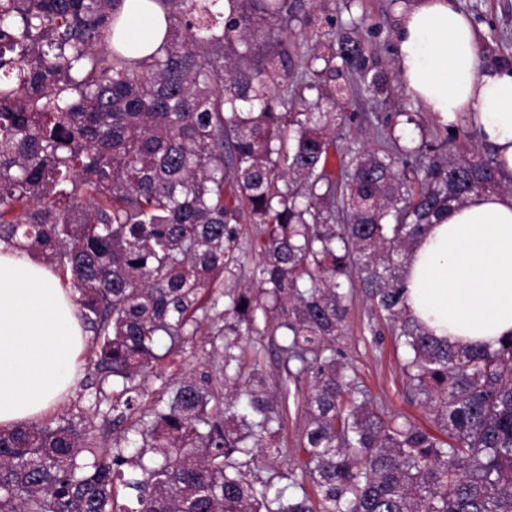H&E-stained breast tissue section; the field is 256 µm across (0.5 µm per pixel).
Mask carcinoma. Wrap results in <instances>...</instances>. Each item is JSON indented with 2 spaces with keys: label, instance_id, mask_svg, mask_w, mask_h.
Here are the masks:
<instances>
[{
  "label": "carcinoma",
  "instance_id": "carcinoma-1",
  "mask_svg": "<svg viewBox=\"0 0 512 512\" xmlns=\"http://www.w3.org/2000/svg\"><path fill=\"white\" fill-rule=\"evenodd\" d=\"M123 2L0 0V244L78 292L99 401L144 450L100 449L64 418L0 430V512H512V338L459 347L404 301L431 225L512 188L494 158L471 135L402 149L383 116L376 148H350L332 179L337 101L387 89L361 22L331 33L318 71L288 51V0H156L166 30L147 56L112 45ZM356 290L393 323L438 433L381 411L336 357ZM270 330L279 394L259 356L244 379L232 353ZM197 336L209 363L147 402V375ZM304 380L305 460L272 495L247 472L280 453Z\"/></svg>",
  "mask_w": 512,
  "mask_h": 512
}]
</instances>
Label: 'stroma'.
Returning <instances> with one entry per match:
<instances>
[{"mask_svg":"<svg viewBox=\"0 0 512 512\" xmlns=\"http://www.w3.org/2000/svg\"><path fill=\"white\" fill-rule=\"evenodd\" d=\"M458 2L469 16L477 35L479 70L489 72L512 66V56H504L497 46L500 34L512 36V0ZM401 5L402 0H319L317 5H305L304 11L309 14L310 22L306 25L296 24L289 41L295 62H303L308 56L311 31L331 30L333 25L347 22L354 15L365 20L366 37L374 48V60L380 70L395 77V36ZM338 109L349 116L350 122L329 149L325 169L334 178L338 177L343 167L350 145L373 148L378 116L395 112L410 113L411 123L401 127L403 139L407 142L419 139L421 130L433 128L431 116L413 102L403 83L397 81L388 93L382 95L372 94L361 86L356 87L353 95L339 103ZM336 347L344 360L352 364L359 384L377 399L385 411L422 427L435 429V421L401 369L404 355L395 344L390 326L386 321L375 318L371 304L364 296H354L344 334L337 340ZM208 353L209 347L202 338L188 342L181 355L168 357L159 365L158 375L149 376L146 382L148 391H158L166 380L178 378L205 362ZM77 368L78 380L74 389L51 411V419H78L87 414L94 404L97 378L86 355H79ZM306 392L303 386L290 391L288 416L278 441L281 453L277 462H269L263 456L254 464L256 473L273 477L278 487L286 485L289 473L303 457L299 443L305 422L303 401Z\"/></svg>","mask_w":512,"mask_h":512,"instance_id":"35a3bbf8","label":"stroma"}]
</instances>
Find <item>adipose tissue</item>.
Instances as JSON below:
<instances>
[{
    "label": "adipose tissue",
    "mask_w": 512,
    "mask_h": 512,
    "mask_svg": "<svg viewBox=\"0 0 512 512\" xmlns=\"http://www.w3.org/2000/svg\"><path fill=\"white\" fill-rule=\"evenodd\" d=\"M120 40L140 54L163 38L156 0H125ZM396 65L408 93L444 126L466 123L512 178V69L480 72L475 30L457 0H405ZM408 313L460 346L497 348L512 335V192L453 207L412 248ZM86 333L70 289L40 258L0 245V428L42 417L73 387Z\"/></svg>",
    "instance_id": "1"
}]
</instances>
